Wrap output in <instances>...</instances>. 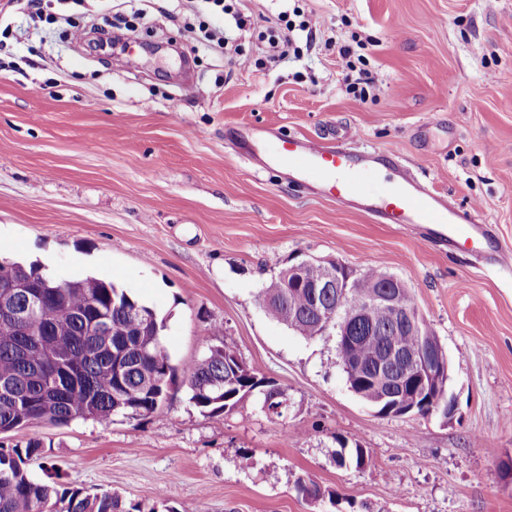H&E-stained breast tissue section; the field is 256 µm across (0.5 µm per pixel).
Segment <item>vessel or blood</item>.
<instances>
[{"label":"vessel or blood","mask_w":512,"mask_h":512,"mask_svg":"<svg viewBox=\"0 0 512 512\" xmlns=\"http://www.w3.org/2000/svg\"><path fill=\"white\" fill-rule=\"evenodd\" d=\"M253 136L266 146L263 167L312 186L339 207L383 224L411 226L422 241L451 251L474 248L485 264L512 266V251L501 247L477 208L460 206L406 166H395L391 177H384L381 152L356 151L339 139L278 137L269 129L254 130Z\"/></svg>","instance_id":"vessel-or-blood-1"}]
</instances>
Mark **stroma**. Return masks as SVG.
I'll use <instances>...</instances> for the list:
<instances>
[{
  "mask_svg": "<svg viewBox=\"0 0 512 512\" xmlns=\"http://www.w3.org/2000/svg\"><path fill=\"white\" fill-rule=\"evenodd\" d=\"M241 53L282 11L316 23L311 46L260 67L197 47L203 16L169 21L142 0H49L32 20L0 0V237L24 261L111 280L163 319L171 360L224 344L283 390L207 414L179 380L139 419L44 422L30 473L109 491L151 512H512V281L465 252L422 242L263 170L251 128L341 137L397 156L512 246V0H239ZM79 23L88 42L71 40ZM367 42L373 95L346 90L338 45ZM240 53V54H241ZM379 267L405 282L444 345L451 419L382 416L349 388L336 339H307L258 295L301 258ZM370 455L337 466V438ZM333 492L311 500L298 478Z\"/></svg>",
  "mask_w": 512,
  "mask_h": 512,
  "instance_id": "1",
  "label": "stroma"
}]
</instances>
